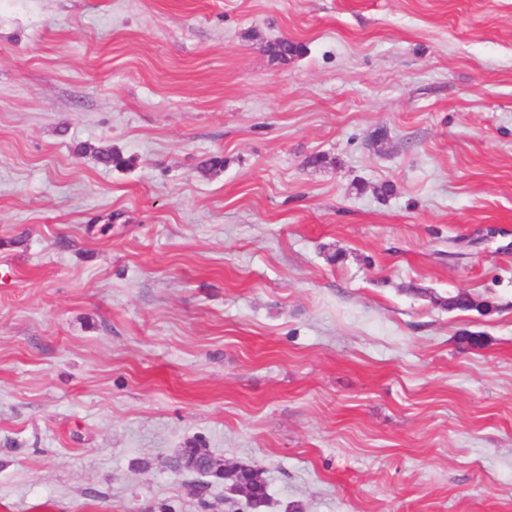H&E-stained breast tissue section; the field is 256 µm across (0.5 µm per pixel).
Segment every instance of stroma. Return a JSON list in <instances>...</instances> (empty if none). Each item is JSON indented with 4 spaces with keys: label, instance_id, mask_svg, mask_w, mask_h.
<instances>
[{
    "label": "stroma",
    "instance_id": "1",
    "mask_svg": "<svg viewBox=\"0 0 512 512\" xmlns=\"http://www.w3.org/2000/svg\"><path fill=\"white\" fill-rule=\"evenodd\" d=\"M4 271L0 512H512V0H0ZM244 465L245 466L238 472H234L233 467H229L225 471L222 468L223 465H221L220 468L203 466L201 470L203 473L224 472V484L226 486L231 485L233 482L238 480L246 481L254 492L253 499H246L247 505L254 512H259L258 509L266 504L268 499L267 482L264 477V470L254 465Z\"/></svg>",
    "mask_w": 512,
    "mask_h": 512
}]
</instances>
